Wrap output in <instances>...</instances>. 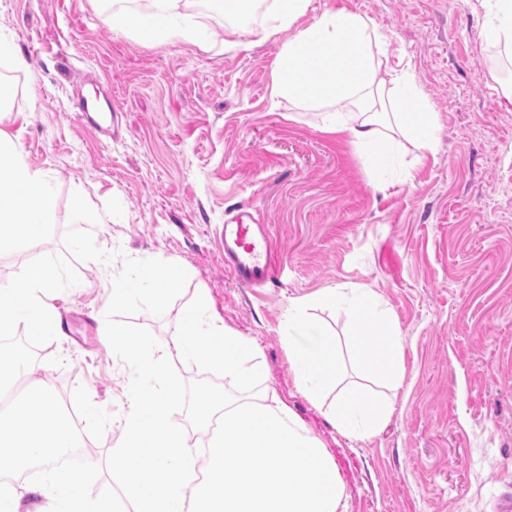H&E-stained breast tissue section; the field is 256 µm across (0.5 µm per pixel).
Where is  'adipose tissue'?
Wrapping results in <instances>:
<instances>
[{"mask_svg": "<svg viewBox=\"0 0 512 512\" xmlns=\"http://www.w3.org/2000/svg\"><path fill=\"white\" fill-rule=\"evenodd\" d=\"M199 1L149 0L146 8L121 13L113 10L111 0H100L99 19L111 29L126 22L149 37L192 41L196 33L189 20ZM309 7L310 0H275L259 30L263 36L289 34L276 60L273 93L321 109L324 131L344 136L370 160L377 180L391 183L404 165L397 133H406L419 151L428 152L437 137L435 114L408 73L378 80L380 62L373 47L383 36L370 19L339 8L301 25ZM18 151L17 142L0 132V238L18 224L22 241L33 245L46 231L54 185L46 171L19 159ZM316 302L349 310L359 327L347 338L349 351L395 388L403 382L404 346L390 312L366 289L330 288L317 301L300 298L289 304L286 347L300 391L313 404L327 405L329 420L346 438L365 440L378 433L392 404L358 390L328 399L341 360L332 336L310 312ZM0 512L110 510L85 497L76 479L49 468L38 484H21L1 494Z\"/></svg>", "mask_w": 512, "mask_h": 512, "instance_id": "adipose-tissue-1", "label": "adipose tissue"}]
</instances>
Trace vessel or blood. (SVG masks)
Returning <instances> with one entry per match:
<instances>
[{"mask_svg":"<svg viewBox=\"0 0 512 512\" xmlns=\"http://www.w3.org/2000/svg\"><path fill=\"white\" fill-rule=\"evenodd\" d=\"M224 254L233 276L247 286L273 281L276 256L261 217L243 208L224 221Z\"/></svg>","mask_w":512,"mask_h":512,"instance_id":"1","label":"vessel or blood"}]
</instances>
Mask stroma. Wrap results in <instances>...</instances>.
<instances>
[{
  "instance_id": "obj_1",
  "label": "stroma",
  "mask_w": 512,
  "mask_h": 512,
  "mask_svg": "<svg viewBox=\"0 0 512 512\" xmlns=\"http://www.w3.org/2000/svg\"><path fill=\"white\" fill-rule=\"evenodd\" d=\"M343 7L384 35L381 78L408 69L437 118L432 152L409 150L406 175L384 189L368 160L322 131L320 110L274 96L287 33L233 50L204 15L203 50L106 28L97 0H0V33L27 61H0L12 87L0 131L54 183L43 240L0 246V280L63 253L76 191L108 215L90 231L113 255L107 268L75 262L83 288L57 303L71 332L40 347L30 384L52 387L106 461L121 441L127 367L104 340L102 282L128 258L176 263L188 273L182 294L163 316L130 323L174 345L183 310L206 294L211 316L258 347L260 391L334 460L348 512H494L512 495V102L499 93L495 17L487 0H312L309 15ZM77 88L111 105V136L75 111ZM245 205L277 256L274 282L260 287L224 264V216ZM328 288L373 290L404 345L398 388L344 365L342 385L393 402L359 442L300 392L282 337L290 301Z\"/></svg>"
}]
</instances>
